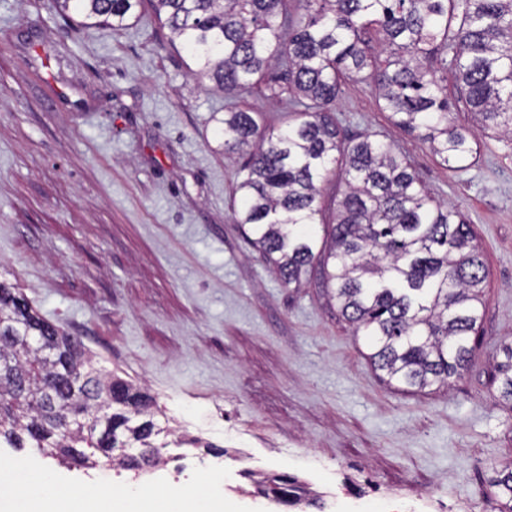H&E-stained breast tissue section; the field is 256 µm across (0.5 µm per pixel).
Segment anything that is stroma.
Returning <instances> with one entry per match:
<instances>
[{
    "label": "stroma",
    "mask_w": 512,
    "mask_h": 512,
    "mask_svg": "<svg viewBox=\"0 0 512 512\" xmlns=\"http://www.w3.org/2000/svg\"><path fill=\"white\" fill-rule=\"evenodd\" d=\"M151 16L81 30L52 0H0V280L79 341L94 368L149 393L172 436L199 437L163 468H105L102 483L39 449L0 464L40 471L47 496L99 491L112 512H300L250 476H298L325 512H500L512 406L492 383L512 339V140L473 135L465 168L441 165L393 124L372 84L346 83L342 134L405 152L431 195L482 247L485 309L461 378L423 392L365 357L319 272L285 286L236 224L246 173L210 117L224 95L188 74Z\"/></svg>",
    "instance_id": "obj_1"
}]
</instances>
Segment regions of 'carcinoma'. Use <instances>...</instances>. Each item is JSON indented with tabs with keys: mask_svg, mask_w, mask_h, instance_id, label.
<instances>
[{
	"mask_svg": "<svg viewBox=\"0 0 512 512\" xmlns=\"http://www.w3.org/2000/svg\"><path fill=\"white\" fill-rule=\"evenodd\" d=\"M149 3L191 59L192 76L224 92L211 121L224 152L247 155L237 223L280 279L320 266L341 316L388 382L422 392L467 369L484 315L486 268L471 225L437 201L408 157L371 134L340 135L346 82L370 81L381 110L447 166L466 162L469 132L451 124L453 80L486 130L512 138V0H55L85 29L127 25ZM290 96L288 122L260 129L244 96ZM342 166L330 242L317 247L321 186ZM495 365L512 404V344ZM0 280V447L87 462L93 448L128 468L158 463L168 441L152 397L110 373ZM145 449L135 456L132 450ZM512 512V463L495 481Z\"/></svg>",
	"mask_w": 512,
	"mask_h": 512,
	"instance_id": "carcinoma-1",
	"label": "carcinoma"
}]
</instances>
